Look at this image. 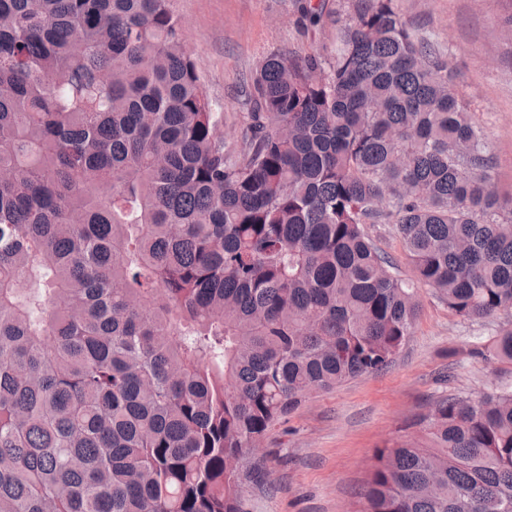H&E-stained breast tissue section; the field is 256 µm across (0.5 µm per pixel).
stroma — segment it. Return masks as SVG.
<instances>
[{
	"label": "stroma",
	"mask_w": 512,
	"mask_h": 512,
	"mask_svg": "<svg viewBox=\"0 0 512 512\" xmlns=\"http://www.w3.org/2000/svg\"><path fill=\"white\" fill-rule=\"evenodd\" d=\"M300 0H169L207 91L223 114L220 131L239 139L251 73L271 53L318 52L332 60L335 27L303 29ZM413 27L430 33L456 73L459 94L485 133L495 188L512 195V0H398ZM411 335L393 363L308 395L263 443L274 485L251 493L250 512H357L373 451L404 435V422L437 400L512 385V365L480 350L512 315L464 320L427 289Z\"/></svg>",
	"instance_id": "1"
}]
</instances>
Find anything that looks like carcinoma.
<instances>
[{"instance_id": "obj_1", "label": "carcinoma", "mask_w": 512, "mask_h": 512, "mask_svg": "<svg viewBox=\"0 0 512 512\" xmlns=\"http://www.w3.org/2000/svg\"><path fill=\"white\" fill-rule=\"evenodd\" d=\"M334 23L329 67L260 62L229 144L168 0H0V512H248L250 449L392 363L416 285L512 311V197L448 63L397 0ZM407 427L360 512H512V387ZM366 231L388 256L399 266L402 275L412 278V267L403 249L399 236L393 230L392 224H367Z\"/></svg>"}]
</instances>
